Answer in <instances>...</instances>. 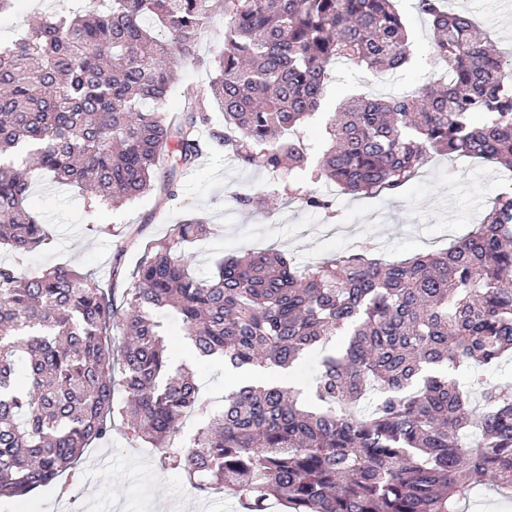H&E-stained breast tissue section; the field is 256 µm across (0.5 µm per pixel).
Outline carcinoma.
<instances>
[{"label":"carcinoma","mask_w":512,"mask_h":512,"mask_svg":"<svg viewBox=\"0 0 512 512\" xmlns=\"http://www.w3.org/2000/svg\"><path fill=\"white\" fill-rule=\"evenodd\" d=\"M211 2L79 0L0 50V247L25 255L46 240L28 207L40 174L84 185L93 212L154 189L159 174L175 196L177 174L224 146L245 168L288 174L286 198L316 211L331 202L310 183L396 193L438 151L512 171V60L442 0L417 8L448 78L345 101L320 145L287 132L317 115L330 64L379 75L409 62L393 0H224L201 102L166 117L177 68L198 61L197 36L216 18ZM210 234L190 214L146 245L123 309L114 288L71 267L0 265V495L51 484L119 419L195 492L228 488L243 512L272 498L291 512H463L486 484L512 500V390L450 376L512 355V182L474 232L399 261L370 243L304 266L265 249L201 277L185 247ZM161 311L197 358L229 372L287 370L346 340L322 360L316 401L278 379L242 381L214 409L173 367ZM191 415L203 423L185 444Z\"/></svg>","instance_id":"1"}]
</instances>
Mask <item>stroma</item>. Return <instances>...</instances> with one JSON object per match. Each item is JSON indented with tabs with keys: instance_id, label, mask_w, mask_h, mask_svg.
<instances>
[{
	"instance_id": "35a3bbf8",
	"label": "stroma",
	"mask_w": 512,
	"mask_h": 512,
	"mask_svg": "<svg viewBox=\"0 0 512 512\" xmlns=\"http://www.w3.org/2000/svg\"><path fill=\"white\" fill-rule=\"evenodd\" d=\"M504 0H472L476 26L512 57V10ZM395 6L409 32L412 58L395 73L375 77L341 62L331 67L321 101L322 114L337 112L349 97L409 94L441 77L430 56L432 27L416 8V0H396ZM64 7L63 0H15L10 12L0 15V42L8 44L39 17ZM224 43V20L215 18L198 40L199 62L180 70V79L168 99V111L182 110L187 90L205 87L212 75L208 65ZM267 172L239 167L229 151L204 155L178 175L177 196L151 192L112 209L89 212L77 185L57 182L50 176L33 181L29 206L48 232V239L24 261L27 269L68 264L91 274L116 291L126 288L140 255V245L167 238L187 213L207 219L212 234L192 246L201 271H210L216 259L261 249H277L302 264L322 261L347 251L351 239L374 237L385 258L399 260L447 248L465 237L487 215L505 179L501 167L490 162L451 160L433 156L430 164L399 192L380 196L342 193L321 182L318 193L333 201L328 212L284 206L281 197L269 195ZM259 194L260 209L247 210L234 201L233 192ZM137 243H130V234ZM174 365L188 367L201 393L222 405L232 380L221 361L201 360L189 351L187 340L176 339ZM75 493L84 501H108L112 512H240L236 495L223 500L197 496L189 491L179 472L159 469L145 459L139 442L124 425L112 429L111 438L88 451L80 463Z\"/></svg>"
}]
</instances>
